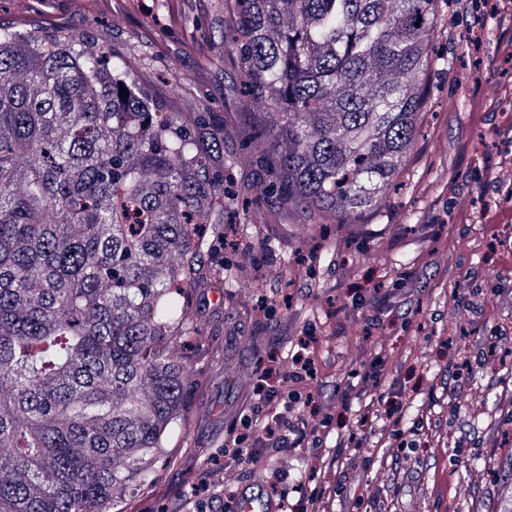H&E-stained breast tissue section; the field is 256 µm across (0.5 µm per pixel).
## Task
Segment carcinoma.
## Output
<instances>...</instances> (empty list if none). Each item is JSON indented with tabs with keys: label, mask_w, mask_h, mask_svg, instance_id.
Returning <instances> with one entry per match:
<instances>
[{
	"label": "carcinoma",
	"mask_w": 512,
	"mask_h": 512,
	"mask_svg": "<svg viewBox=\"0 0 512 512\" xmlns=\"http://www.w3.org/2000/svg\"><path fill=\"white\" fill-rule=\"evenodd\" d=\"M438 0H225L270 179L352 224L416 140ZM225 130L185 129L83 36L0 27V512H114L194 386L184 295L224 276Z\"/></svg>",
	"instance_id": "cac0c4a2"
}]
</instances>
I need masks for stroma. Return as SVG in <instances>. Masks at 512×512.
<instances>
[{
  "instance_id": "1",
  "label": "stroma",
  "mask_w": 512,
  "mask_h": 512,
  "mask_svg": "<svg viewBox=\"0 0 512 512\" xmlns=\"http://www.w3.org/2000/svg\"><path fill=\"white\" fill-rule=\"evenodd\" d=\"M461 0L433 37L447 62L430 76L422 133L389 194L355 224L281 223L254 200L268 174L249 128L241 64L224 52V0H0V24L24 33L40 24L84 36L123 55L141 90L165 111L225 127L224 152L237 159L224 173V213L250 255L212 239L206 256L223 278L193 293L200 328L188 344L208 347L192 362L199 383L192 406L172 433L153 483L126 502L125 512H229L241 486L260 480L278 512H310L312 491L350 469L355 480L324 504L326 512H498L503 483L512 484V277L497 279L493 250L476 216L512 210V183L495 181L512 166V132L501 126L512 98L489 96L488 85L512 82V24L499 0ZM464 288L468 306L452 295ZM385 342L380 393L411 406L433 405L445 442L336 451L356 423L343 406L352 371L361 369L366 331ZM312 332L320 345L313 395L300 411L308 423L332 421L320 455L310 439L295 448H260L252 462L231 450L242 410L284 346ZM497 337L495 353L487 340ZM470 359L469 379L454 366ZM195 472L208 490L195 494Z\"/></svg>"
}]
</instances>
